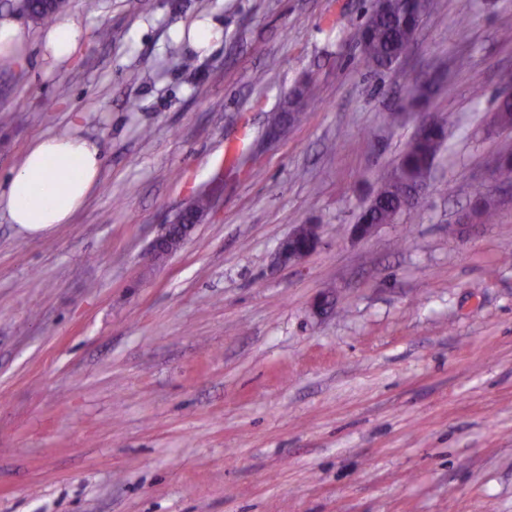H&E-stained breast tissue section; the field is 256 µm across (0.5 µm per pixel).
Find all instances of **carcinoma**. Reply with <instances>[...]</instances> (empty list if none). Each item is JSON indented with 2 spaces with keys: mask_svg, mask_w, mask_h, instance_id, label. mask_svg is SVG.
Instances as JSON below:
<instances>
[{
  "mask_svg": "<svg viewBox=\"0 0 512 512\" xmlns=\"http://www.w3.org/2000/svg\"><path fill=\"white\" fill-rule=\"evenodd\" d=\"M48 0H11V7L36 24L52 21L64 10L67 0H58L54 6ZM438 6V0H373L365 15L360 33L361 64L369 70L390 68L402 61L424 17ZM314 78L308 76L288 97L292 123L298 124L304 116V101L314 95ZM494 122L512 126V95L500 93ZM446 138L443 123H434L433 130L423 139L413 138L400 156L397 168L408 177H416L430 170L437 160ZM482 223L492 224L497 216L494 197L486 195L476 202ZM405 211L391 187H386L359 214L358 223L392 224Z\"/></svg>",
  "mask_w": 512,
  "mask_h": 512,
  "instance_id": "1",
  "label": "carcinoma"
}]
</instances>
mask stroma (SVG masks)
Listing matches in <instances>:
<instances>
[{
  "label": "stroma",
  "mask_w": 512,
  "mask_h": 512,
  "mask_svg": "<svg viewBox=\"0 0 512 512\" xmlns=\"http://www.w3.org/2000/svg\"><path fill=\"white\" fill-rule=\"evenodd\" d=\"M370 3L68 0L72 58L32 23L0 60V191L39 138L102 156L71 223L32 236L0 210V512H512V180L492 175L512 129L491 121L512 0H439L376 72ZM201 20L222 29L202 50ZM310 74L305 119L270 137ZM426 118L448 141L421 206L354 237ZM479 191L496 223H458ZM299 224L319 247L278 263Z\"/></svg>",
  "instance_id": "1"
}]
</instances>
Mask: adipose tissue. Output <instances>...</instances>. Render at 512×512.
Segmentation results:
<instances>
[{"mask_svg": "<svg viewBox=\"0 0 512 512\" xmlns=\"http://www.w3.org/2000/svg\"><path fill=\"white\" fill-rule=\"evenodd\" d=\"M98 146L74 133L35 141L0 194L11 223L29 233L70 223L96 184Z\"/></svg>", "mask_w": 512, "mask_h": 512, "instance_id": "adipose-tissue-1", "label": "adipose tissue"}]
</instances>
